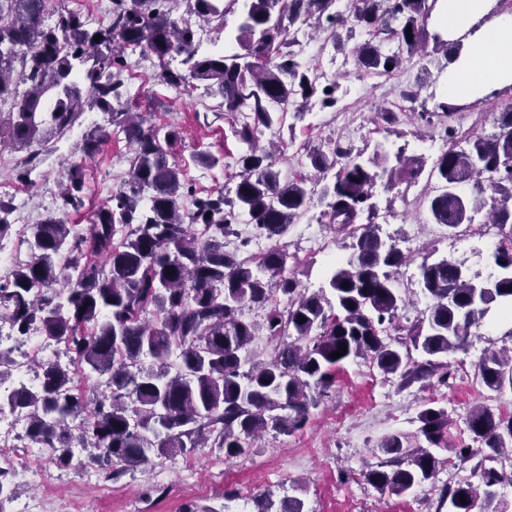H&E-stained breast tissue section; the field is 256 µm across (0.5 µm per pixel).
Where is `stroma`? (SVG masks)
Returning a JSON list of instances; mask_svg holds the SVG:
<instances>
[{"mask_svg":"<svg viewBox=\"0 0 512 512\" xmlns=\"http://www.w3.org/2000/svg\"><path fill=\"white\" fill-rule=\"evenodd\" d=\"M303 41L309 63L327 72L329 81L340 88L335 111L306 109L303 115L288 113L284 128L264 131L260 146L279 147L278 166L282 172L301 168L302 150L331 137H340L355 147L381 144L387 154L403 153L417 159L421 170L404 178L392 191L376 188L378 222L386 235L401 237L412 234L418 248L410 253L409 276L401 288L417 286L418 267L424 257L451 256L469 275H487L493 266L488 252L451 253L439 225L429 221L422 201L431 188L430 169L443 149L436 141L432 150L419 147L422 139L432 138V130L416 128L403 121L390 126L377 116L381 106L399 100L409 85L419 84V98L434 104L444 89L445 73H434L426 82H418L419 61L398 70V82L385 87L373 86L356 92L358 76L351 48L341 50L327 45L324 35L311 26H303ZM125 83L149 125L163 129L174 126L183 138L172 149V159L180 168L185 182L203 196L234 185V159L241 146L231 132L223 113L214 111V98L202 82L181 88L157 83L154 77L126 78ZM512 103V90L491 91L487 102L454 114L451 125L461 129L492 131L496 112ZM100 112L85 113L72 130L56 145L55 152L20 179L18 168L0 170V182L20 183L25 199L13 200V207L28 209L33 221H41L56 208L63 169L68 164L86 129L104 124ZM219 157L216 166H208L204 155ZM131 152L122 132H114L99 152L85 166L84 205L71 212L72 224L92 223L105 197L101 184L113 171L128 173ZM484 347L475 342L465 351L449 358L455 376L448 385L423 389L414 385L399 388L396 378H386L368 361L359 359L343 364L336 373V384L318 409L313 410L307 426L283 436L269 433L258 441L250 453L216 466L217 451L197 448L186 455L154 459L148 471L113 474L111 468L94 465L93 477L83 469L61 465L47 459L45 478L11 480V492L0 501V512H22L23 508L47 499L49 512H71L73 499H81L83 512H182L183 508L204 506L222 508L224 495L237 493L245 512H254V501L266 496L274 507L283 500L298 498L303 512H435L439 489L429 481L402 495L382 494L366 484L361 471L374 463L373 450L383 437L399 433L416 436L417 415L425 402L434 401L447 409L448 445L436 449L441 459L454 461V446L468 440L466 417L475 406L490 402L502 414L512 413V393L492 398L490 391L477 379L474 364ZM195 464L193 479L182 476L185 460ZM349 480H341V473Z\"/></svg>","mask_w":512,"mask_h":512,"instance_id":"1","label":"stroma"}]
</instances>
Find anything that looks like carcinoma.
Instances as JSON below:
<instances>
[{
    "mask_svg": "<svg viewBox=\"0 0 512 512\" xmlns=\"http://www.w3.org/2000/svg\"><path fill=\"white\" fill-rule=\"evenodd\" d=\"M179 3L224 30V0H111L108 22L96 28L67 0L51 15L44 0H0V101L17 99L14 118L0 122V142L7 136L19 151L36 144L50 154L84 113L100 111L133 153L128 178L84 226L66 220L83 206V168L71 164L57 212L31 227L28 260L0 281V322L20 336L62 342L70 353L66 365H41L38 384L11 389L0 407L27 414L28 439L68 465L75 442L123 471L195 448H216L227 460L244 456L269 431L302 429L350 359L399 376L402 387L446 386L448 354L481 339L492 314L512 311V103L490 134L447 125L458 107L443 99L431 111L419 105L420 119L439 120L445 146L425 199L432 223L453 233L482 210L501 242L492 253L495 271L483 279L446 257L423 258L418 288L428 305L408 324L397 322L405 299L395 277L408 256L379 233L371 202L378 173L364 150L339 141L310 148L305 159L315 175L284 179L274 151L259 146L262 131L289 108L300 110L298 103L315 96L323 109L338 103L339 85L319 84L296 24L314 23L336 48L365 33L353 52L368 75L391 74L418 56L429 77L449 57L448 41L427 30L437 0H347L343 7L341 0H244L240 51L211 54L199 52L190 23L173 17ZM138 48L159 61V82L205 81L219 99L215 109L233 119L243 145L233 193L193 196V208H182L192 191L170 161L181 133L147 125L123 79L127 51ZM173 55L182 57L183 71L168 66ZM109 136L103 126L89 128L81 153L94 155ZM317 205L327 224L354 233L351 255L331 272L328 288L303 291L284 245L259 260L241 257L249 240L235 228L240 218L277 241ZM247 307L264 310L262 322L246 317ZM260 328L277 340L268 362L248 353ZM343 345L345 355L331 358ZM87 368L104 379L105 391L91 397L76 387ZM476 369L490 390L512 392L508 348L484 349ZM418 421L423 443L391 434L376 445L380 461L361 476L377 491L402 495L438 472L433 449L448 447V410L429 402ZM467 428L470 443L456 455L476 461L478 484L442 491L437 510L501 512L497 488L508 475L493 462L512 449V414L478 405Z\"/></svg>",
    "mask_w": 512,
    "mask_h": 512,
    "instance_id": "cac0c4a2",
    "label": "carcinoma"
}]
</instances>
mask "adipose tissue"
<instances>
[{"label":"adipose tissue","mask_w":512,"mask_h":512,"mask_svg":"<svg viewBox=\"0 0 512 512\" xmlns=\"http://www.w3.org/2000/svg\"><path fill=\"white\" fill-rule=\"evenodd\" d=\"M492 0H442L437 25L467 49L448 68L444 98L459 104L512 86V13L490 15Z\"/></svg>","instance_id":"adipose-tissue-1"}]
</instances>
